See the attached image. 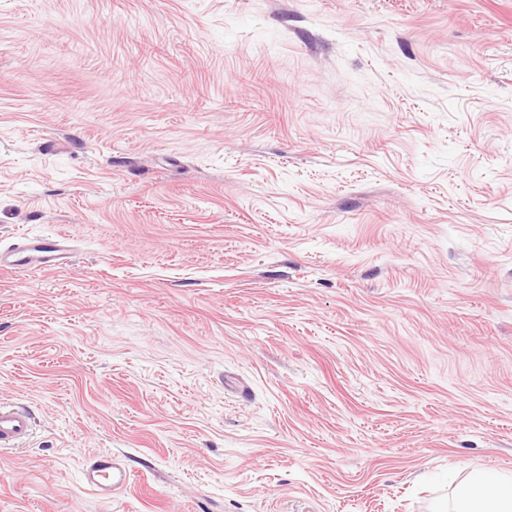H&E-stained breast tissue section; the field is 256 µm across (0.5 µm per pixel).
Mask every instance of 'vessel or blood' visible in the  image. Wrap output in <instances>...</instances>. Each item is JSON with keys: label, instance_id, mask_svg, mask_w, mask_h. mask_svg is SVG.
Returning <instances> with one entry per match:
<instances>
[{"label": "vessel or blood", "instance_id": "b4317fda", "mask_svg": "<svg viewBox=\"0 0 512 512\" xmlns=\"http://www.w3.org/2000/svg\"><path fill=\"white\" fill-rule=\"evenodd\" d=\"M69 255V240L61 235L29 237L21 244L0 248L1 270H57L63 268ZM31 431L27 411L0 407V447L18 446ZM85 485L98 494H114L128 487L130 476L118 467L111 456L96 457L83 474Z\"/></svg>", "mask_w": 512, "mask_h": 512}]
</instances>
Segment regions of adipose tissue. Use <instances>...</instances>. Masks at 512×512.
Listing matches in <instances>:
<instances>
[{"label": "adipose tissue", "instance_id": "ef3b65f1", "mask_svg": "<svg viewBox=\"0 0 512 512\" xmlns=\"http://www.w3.org/2000/svg\"><path fill=\"white\" fill-rule=\"evenodd\" d=\"M454 512H512V477L470 473L457 488Z\"/></svg>", "mask_w": 512, "mask_h": 512}]
</instances>
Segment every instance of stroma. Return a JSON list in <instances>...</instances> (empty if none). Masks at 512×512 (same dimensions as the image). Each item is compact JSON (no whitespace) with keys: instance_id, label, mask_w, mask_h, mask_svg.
I'll return each instance as SVG.
<instances>
[{"instance_id":"35a3bbf8","label":"stroma","mask_w":512,"mask_h":512,"mask_svg":"<svg viewBox=\"0 0 512 512\" xmlns=\"http://www.w3.org/2000/svg\"><path fill=\"white\" fill-rule=\"evenodd\" d=\"M24 234L73 250L0 272V512H450L512 474V0H0ZM31 431V420L27 411L18 408L0 407V447L13 448ZM85 485L98 494L114 495L130 484L126 470L118 467L110 455L96 457L83 474Z\"/></svg>"}]
</instances>
